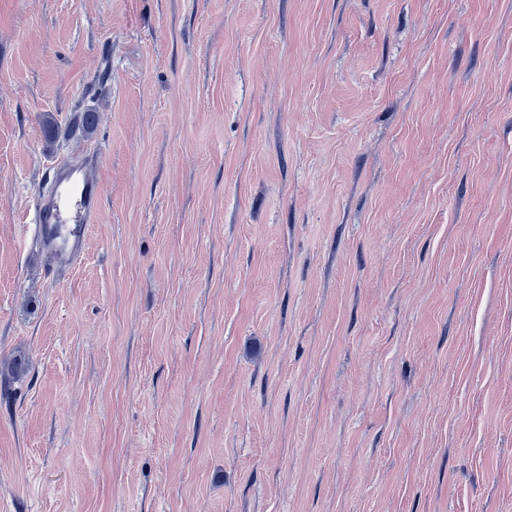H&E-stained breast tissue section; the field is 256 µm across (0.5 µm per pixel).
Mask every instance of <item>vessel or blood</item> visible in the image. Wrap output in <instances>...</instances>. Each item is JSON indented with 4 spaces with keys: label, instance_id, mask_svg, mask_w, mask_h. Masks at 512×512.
Returning <instances> with one entry per match:
<instances>
[{
    "label": "vessel or blood",
    "instance_id": "vessel-or-blood-1",
    "mask_svg": "<svg viewBox=\"0 0 512 512\" xmlns=\"http://www.w3.org/2000/svg\"><path fill=\"white\" fill-rule=\"evenodd\" d=\"M98 165L99 157L93 154L57 167L51 191L31 200L21 235L39 242L52 271L81 256L87 225L100 220L103 187L94 175Z\"/></svg>",
    "mask_w": 512,
    "mask_h": 512
}]
</instances>
